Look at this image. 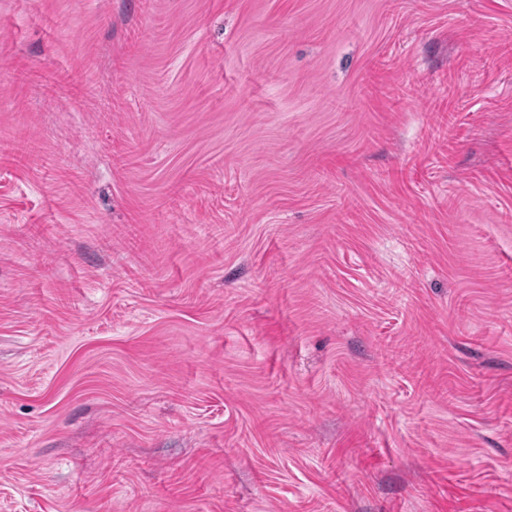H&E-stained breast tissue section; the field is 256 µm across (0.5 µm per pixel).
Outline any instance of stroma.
<instances>
[{
    "mask_svg": "<svg viewBox=\"0 0 512 512\" xmlns=\"http://www.w3.org/2000/svg\"><path fill=\"white\" fill-rule=\"evenodd\" d=\"M0 512H512V0H0Z\"/></svg>",
    "mask_w": 512,
    "mask_h": 512,
    "instance_id": "1",
    "label": "stroma"
}]
</instances>
